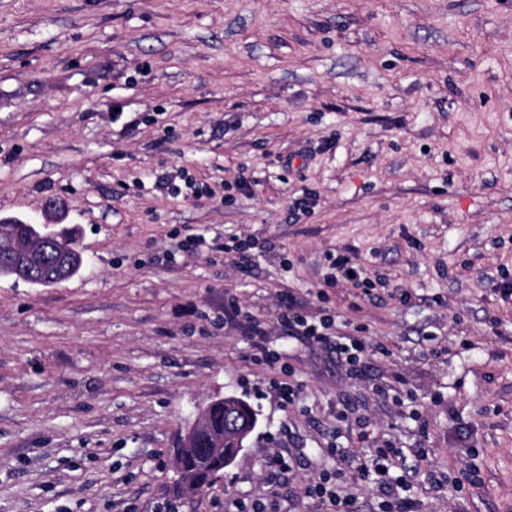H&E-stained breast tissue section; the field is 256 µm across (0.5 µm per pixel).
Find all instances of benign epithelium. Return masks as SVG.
<instances>
[{
    "label": "benign epithelium",
    "instance_id": "1",
    "mask_svg": "<svg viewBox=\"0 0 512 512\" xmlns=\"http://www.w3.org/2000/svg\"><path fill=\"white\" fill-rule=\"evenodd\" d=\"M3 255L13 256V270L16 278L25 275L29 269L40 265L43 260L42 250L28 241L17 244L0 239V257ZM223 402L224 429H210L206 418L200 415L186 432L182 445L186 450L193 451L198 441L204 438L213 455L225 456L224 466L228 467L236 460V456L224 455V447L231 444L239 449L244 448L256 424L244 400L235 396H226Z\"/></svg>",
    "mask_w": 512,
    "mask_h": 512
}]
</instances>
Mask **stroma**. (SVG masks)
Returning <instances> with one entry per match:
<instances>
[{"label":"stroma","mask_w":512,"mask_h":512,"mask_svg":"<svg viewBox=\"0 0 512 512\" xmlns=\"http://www.w3.org/2000/svg\"><path fill=\"white\" fill-rule=\"evenodd\" d=\"M176 170L198 197L155 188ZM52 201L83 265L0 278V512H309L362 421L419 512H512V0H0V218ZM334 251L370 293L325 283ZM287 294L365 342L360 377L288 341ZM226 395L257 428L181 498L173 450ZM276 448L297 464L272 485ZM228 320L236 322L239 328L248 334L252 340L254 350L261 354L268 362H274L280 358L277 352L272 353L270 351L266 330L252 316L243 313L240 308L232 305L226 309L224 308V322L227 323Z\"/></svg>","instance_id":"obj_1"}]
</instances>
